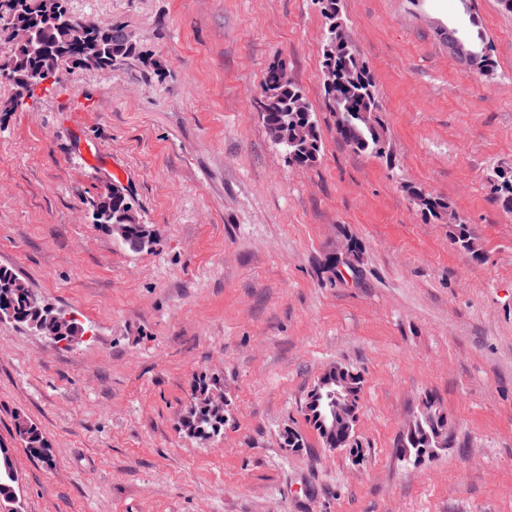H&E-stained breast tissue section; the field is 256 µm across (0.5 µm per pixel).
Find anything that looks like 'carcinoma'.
<instances>
[{"mask_svg": "<svg viewBox=\"0 0 512 512\" xmlns=\"http://www.w3.org/2000/svg\"><path fill=\"white\" fill-rule=\"evenodd\" d=\"M64 0H0V43L10 45V54L0 62V78L11 82L22 99L33 94V89L24 83V78L40 67L46 53L57 60H67L75 67L83 66L75 47V40L88 34H97L101 39V62L115 66L133 55L137 49L136 40L117 24H107L98 29L94 24L70 13L63 5ZM324 0H317L320 11L326 19L323 58L336 53V14L326 11ZM25 24L32 29L33 38L28 45H19L13 40V28ZM335 76L339 86H323L328 111L335 118L343 120L336 126V134L352 150L370 153L378 157L385 154L383 129L370 114L381 111L376 97L374 83L366 64L356 50L349 46L335 57ZM261 119L275 145L281 147L293 165H311L318 161L321 152V138L315 113L309 108L302 91L288 78L281 66L268 68L262 82ZM494 193L502 201L504 209L512 212V175L503 178L501 186ZM413 196L424 201L425 210L432 216L450 209L448 202L422 190ZM101 223L112 226V237L124 248L134 253L149 250L155 244L152 230L140 223L137 211L127 208L126 200L114 195L109 208L103 211ZM453 243L468 251L474 250L468 226L458 223L451 235ZM31 289L11 268L0 267V305L11 309L12 322L28 326L39 324L55 314L45 305H35L30 299ZM336 389V370L326 371L319 379L316 391L311 393L307 403L309 422L321 437L327 448L336 447V435L324 432L319 418L326 422L333 419L332 407L324 397ZM221 390L216 378H202L196 382L192 403L182 419L185 431L201 440L218 436L226 422L224 407L213 402V396ZM441 410L435 400L428 396L423 401V410L414 417L413 426L405 432L401 442V455L408 458L418 456L420 449L429 446L437 430L448 428V422L439 417ZM15 434L28 453L47 465L53 458L47 442L38 427L24 416H17ZM18 473L10 455L0 450V499L13 504L16 501L15 485Z\"/></svg>", "mask_w": 512, "mask_h": 512, "instance_id": "obj_1", "label": "carcinoma"}]
</instances>
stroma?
<instances>
[{
    "instance_id": "obj_1",
    "label": "stroma",
    "mask_w": 512,
    "mask_h": 512,
    "mask_svg": "<svg viewBox=\"0 0 512 512\" xmlns=\"http://www.w3.org/2000/svg\"><path fill=\"white\" fill-rule=\"evenodd\" d=\"M65 6L124 26L138 53L61 63L33 99L0 79V266L86 328L64 347L0 322L19 512H512V212L492 191L512 170V15L497 0H340L382 105L380 158L336 136L313 0ZM473 15L488 73L466 72L442 33ZM279 63L316 114L309 167L260 118ZM110 185L152 249L94 223ZM411 186L451 214L424 218ZM458 222L476 253L452 243ZM348 243L360 273L339 278ZM334 365L363 378L355 454L306 419ZM202 375L221 378L227 417L206 441L180 426ZM428 395L453 439L417 462L399 445ZM19 414L52 466L17 439Z\"/></svg>"
}]
</instances>
